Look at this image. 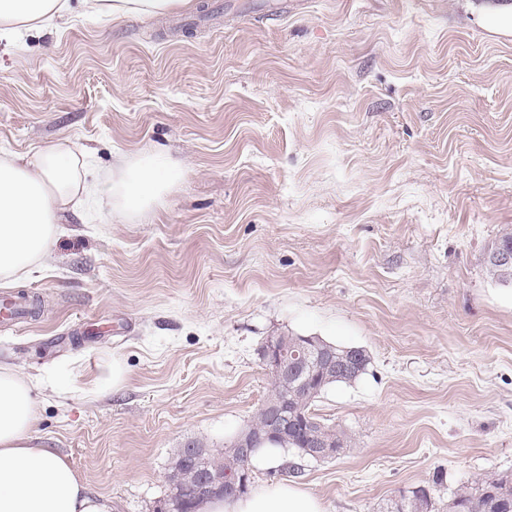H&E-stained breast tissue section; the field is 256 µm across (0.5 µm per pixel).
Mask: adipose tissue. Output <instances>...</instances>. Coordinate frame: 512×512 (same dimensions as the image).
<instances>
[{"label": "adipose tissue", "instance_id": "adipose-tissue-1", "mask_svg": "<svg viewBox=\"0 0 512 512\" xmlns=\"http://www.w3.org/2000/svg\"><path fill=\"white\" fill-rule=\"evenodd\" d=\"M191 0H0V40L62 27L75 7L90 16L160 17ZM89 152L64 140L19 156L0 150V286L20 282L50 255L67 214L93 207L111 217L149 209L181 173L164 152L121 157L102 182L87 179ZM38 381L0 365V512H112L70 462L36 443ZM197 512H324L318 497L287 481L237 499L204 500Z\"/></svg>", "mask_w": 512, "mask_h": 512}]
</instances>
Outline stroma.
I'll return each instance as SVG.
<instances>
[{"instance_id": "35a3bbf8", "label": "stroma", "mask_w": 512, "mask_h": 512, "mask_svg": "<svg viewBox=\"0 0 512 512\" xmlns=\"http://www.w3.org/2000/svg\"><path fill=\"white\" fill-rule=\"evenodd\" d=\"M512 0H194L153 19L76 18L0 44V149L68 139L95 182L121 155L182 171L161 205L70 215L14 291L0 364L41 378L42 447L115 512H154L172 457L215 453L264 403L258 355L295 333L364 349L312 406L352 437L281 451L325 512L438 503L512 471ZM117 389L85 387L112 362ZM512 265V253L507 250L500 249L495 251L490 256V266L496 270L502 267H508ZM487 272L491 278L501 283H512V266L505 272L491 271L487 268Z\"/></svg>"}]
</instances>
